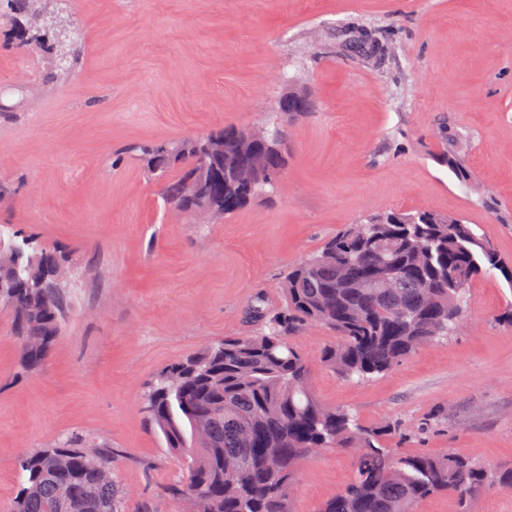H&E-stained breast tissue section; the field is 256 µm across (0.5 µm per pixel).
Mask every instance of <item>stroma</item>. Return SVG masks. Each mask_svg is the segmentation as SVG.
Listing matches in <instances>:
<instances>
[{"instance_id":"35a3bbf8","label":"stroma","mask_w":512,"mask_h":512,"mask_svg":"<svg viewBox=\"0 0 512 512\" xmlns=\"http://www.w3.org/2000/svg\"><path fill=\"white\" fill-rule=\"evenodd\" d=\"M49 36L74 29L79 65L19 47L0 24V225L69 262L61 332L24 374L0 307V506L16 459L74 434L112 443L125 512H189L172 491L183 465L145 409L164 366L257 332L248 310L283 303L289 267L345 225L396 209L462 218L512 261V0H37ZM379 32L381 64L347 45L350 21ZM305 88L310 112L277 102ZM286 125L288 162L272 194L211 224L165 207L128 145L222 128ZM455 127L467 181L437 161ZM512 285L471 286L457 334L389 374L355 383L320 361L329 330L296 337L314 395L362 422H400L402 452L455 450L512 467ZM353 477L322 449L297 470L294 512H318Z\"/></svg>"}]
</instances>
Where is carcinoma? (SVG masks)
I'll return each mask as SVG.
<instances>
[{"label": "carcinoma", "mask_w": 512, "mask_h": 512, "mask_svg": "<svg viewBox=\"0 0 512 512\" xmlns=\"http://www.w3.org/2000/svg\"><path fill=\"white\" fill-rule=\"evenodd\" d=\"M28 0H0V16L25 15ZM437 160L462 181L469 172L442 136ZM148 172L177 170L167 204L196 213L185 191L199 182L210 216L231 215L274 187L285 158L268 159L252 176L236 129L171 144L133 147ZM68 264L35 238L15 232L0 245V304L12 313L22 371L49 358L68 306ZM496 269L512 286V266L461 218L431 210H390L330 237L294 266L275 312L253 306L258 332L229 336L163 368L146 403L167 447L186 469L191 512H293L298 463L322 448L351 454L354 477L319 512H415L446 492L463 507L492 487L512 489V469L496 471L449 451L401 453V425L363 424L356 413L327 406L312 393L308 364L294 338L308 324L334 334L321 361L359 381L384 375L420 348L456 332L468 288ZM388 274L395 288H373ZM109 441L67 436L19 460L22 481L5 512H123L124 493Z\"/></svg>", "instance_id": "1"}]
</instances>
